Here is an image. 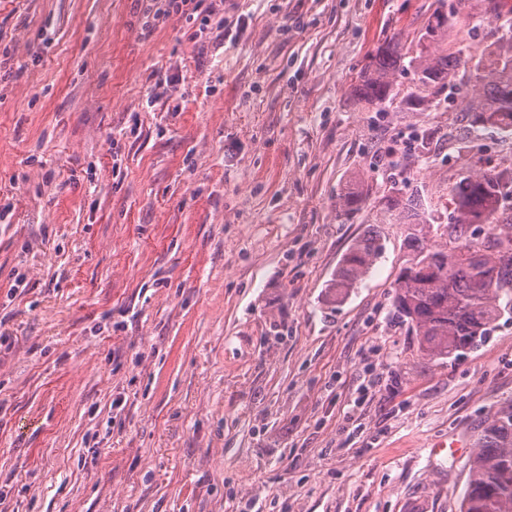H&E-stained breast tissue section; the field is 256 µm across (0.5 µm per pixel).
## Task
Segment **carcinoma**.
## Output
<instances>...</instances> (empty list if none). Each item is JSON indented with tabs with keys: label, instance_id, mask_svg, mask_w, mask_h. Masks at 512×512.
<instances>
[{
	"label": "carcinoma",
	"instance_id": "1",
	"mask_svg": "<svg viewBox=\"0 0 512 512\" xmlns=\"http://www.w3.org/2000/svg\"><path fill=\"white\" fill-rule=\"evenodd\" d=\"M416 64L417 86L407 98H436L448 88L460 66L462 50L450 52L420 41L405 44L390 39L377 50L370 70L357 90L371 105L384 111L395 99L392 76L404 59ZM473 89L481 100L470 105L474 122L512 127V66H498L489 57L476 67ZM512 195V171L483 162L467 170L451 186L453 222L446 225L448 244L429 248L415 242L411 266L397 280L394 307L418 336L420 349L437 359L457 358L465 347L486 340L501 314L512 312V251L494 245L469 243L468 228L486 224L494 231L512 224V215L497 208L500 195ZM380 254L377 235L360 238L345 254L332 287L336 293L356 287ZM429 262L438 267L432 276L413 267ZM468 480L460 512H512V401L501 405L485 421L477 448L468 460Z\"/></svg>",
	"mask_w": 512,
	"mask_h": 512
}]
</instances>
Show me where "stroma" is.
Listing matches in <instances>:
<instances>
[{"label": "stroma", "instance_id": "stroma-1", "mask_svg": "<svg viewBox=\"0 0 512 512\" xmlns=\"http://www.w3.org/2000/svg\"><path fill=\"white\" fill-rule=\"evenodd\" d=\"M144 4L0 0V512H459L512 314L436 359L394 289L480 136L512 169V133L405 102L408 64L386 111L354 93L437 0H224V38L144 32ZM511 25L462 0L441 42ZM380 254V245L377 235L367 234L360 238L345 254L341 266L332 283L336 293L355 288L358 281L369 271L373 262Z\"/></svg>", "mask_w": 512, "mask_h": 512}]
</instances>
